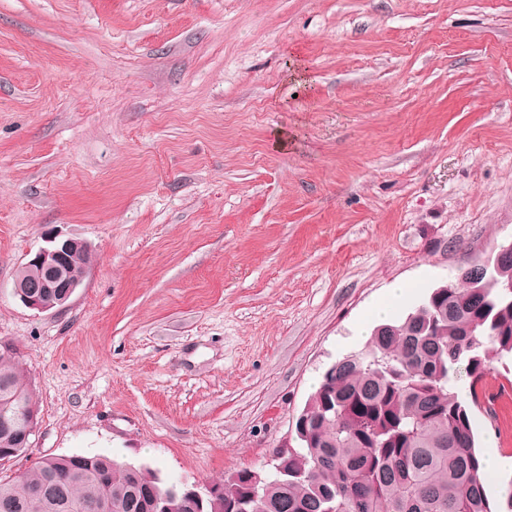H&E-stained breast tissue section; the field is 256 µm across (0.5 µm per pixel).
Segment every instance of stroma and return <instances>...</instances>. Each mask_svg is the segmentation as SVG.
I'll return each mask as SVG.
<instances>
[{
  "label": "stroma",
  "mask_w": 512,
  "mask_h": 512,
  "mask_svg": "<svg viewBox=\"0 0 512 512\" xmlns=\"http://www.w3.org/2000/svg\"><path fill=\"white\" fill-rule=\"evenodd\" d=\"M52 231L94 261L37 312ZM509 243L512 0H0V339L39 407L1 480L268 470L394 284L396 319ZM478 390L512 457L511 354ZM47 245L41 247L25 264L24 267L36 268L39 272L47 275L51 285L48 288H29L30 291L54 292L58 291L52 300H44L40 295L27 292V283L22 277H16L13 281V293L29 309L38 312L49 311L53 308L63 306L79 287L81 281H64L59 283V265L68 258L75 255L78 250L91 253L86 245L73 239H59L57 235L49 234L46 237ZM65 288V289H64Z\"/></svg>",
  "instance_id": "obj_1"
}]
</instances>
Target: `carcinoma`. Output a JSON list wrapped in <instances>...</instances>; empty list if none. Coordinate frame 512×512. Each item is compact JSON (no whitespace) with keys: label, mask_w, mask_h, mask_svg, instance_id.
I'll return each instance as SVG.
<instances>
[{"label":"carcinoma","mask_w":512,"mask_h":512,"mask_svg":"<svg viewBox=\"0 0 512 512\" xmlns=\"http://www.w3.org/2000/svg\"><path fill=\"white\" fill-rule=\"evenodd\" d=\"M512 354V251L498 270L434 288L403 320L378 325L367 350L336 361L300 413L302 450H280L281 470L223 482L198 500L185 483L106 455L48 457L0 482V512H497L475 449L470 411L453 380L461 363L477 384L479 348ZM20 352L0 345V453L37 407L20 380Z\"/></svg>","instance_id":"obj_1"}]
</instances>
